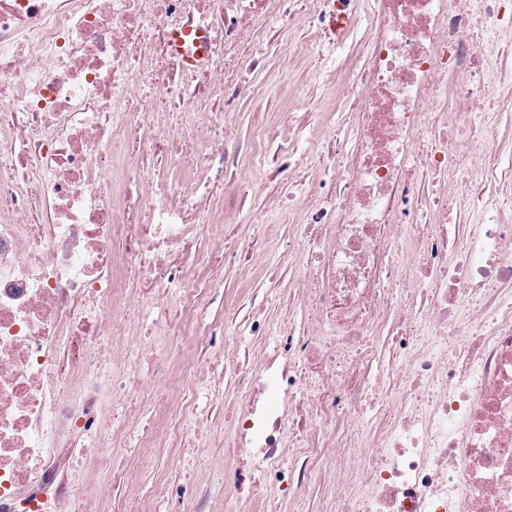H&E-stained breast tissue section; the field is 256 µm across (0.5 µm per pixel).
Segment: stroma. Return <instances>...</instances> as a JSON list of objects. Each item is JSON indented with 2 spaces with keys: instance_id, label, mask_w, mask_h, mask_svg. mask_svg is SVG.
Listing matches in <instances>:
<instances>
[{
  "instance_id": "1",
  "label": "stroma",
  "mask_w": 512,
  "mask_h": 512,
  "mask_svg": "<svg viewBox=\"0 0 512 512\" xmlns=\"http://www.w3.org/2000/svg\"><path fill=\"white\" fill-rule=\"evenodd\" d=\"M272 77L267 83V119L278 122L296 121L303 127L304 137H313L318 129L335 122L337 115L332 111L289 113L287 103L289 85L287 74L282 73L281 64L276 58H269ZM302 197L295 183L287 176L273 181H261L247 199V208L264 216L261 224H230L224 230L226 247L236 250L241 241L254 236L267 237L269 241L267 258L254 279L247 284L240 283L238 273L232 264L226 263L223 253L214 254L210 262L224 271L223 289L229 298V306L214 304L209 313L216 318L233 320L240 336L241 348L253 344L245 316L255 308H262L270 325L288 320L303 323L305 312L302 306L288 297L287 286L290 280L282 254L288 244V225L280 221V213L287 203H301ZM223 445L211 448L208 456L193 466L184 467L174 460L170 448H152L148 451L146 464L138 470L136 482L142 488H149L156 480L163 479L171 485L191 486L205 484L209 487L210 505L218 507L226 485L242 482L256 473L258 462L248 456H238L228 460L224 457Z\"/></svg>"
}]
</instances>
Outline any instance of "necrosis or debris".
Segmentation results:
<instances>
[{
    "label": "necrosis or debris",
    "instance_id": "1",
    "mask_svg": "<svg viewBox=\"0 0 512 512\" xmlns=\"http://www.w3.org/2000/svg\"><path fill=\"white\" fill-rule=\"evenodd\" d=\"M505 0H0V512H105L89 463L127 444L130 399L171 398L141 435L193 465L232 377L224 446L259 457L221 512L270 495L321 512H512V13ZM336 83L311 147L262 122L268 55ZM199 43L188 65L172 34ZM164 162L134 169L129 142ZM298 179L285 260L311 317L252 314L251 350L208 318L246 158ZM317 167L308 179L307 165ZM166 305L134 339L127 309ZM197 336L223 357L202 362ZM259 112H253L251 104L246 101L241 105L240 111L233 117V121L237 125L238 132L242 139L251 140L256 127L257 116Z\"/></svg>",
    "mask_w": 512,
    "mask_h": 512
}]
</instances>
